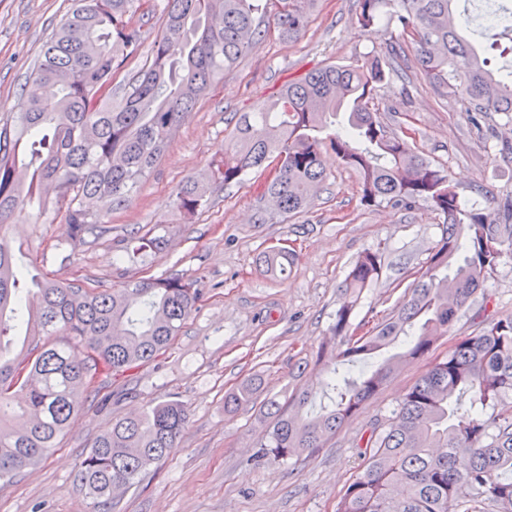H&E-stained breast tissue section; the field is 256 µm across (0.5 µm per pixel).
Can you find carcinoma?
Instances as JSON below:
<instances>
[{
    "label": "carcinoma",
    "instance_id": "obj_1",
    "mask_svg": "<svg viewBox=\"0 0 512 512\" xmlns=\"http://www.w3.org/2000/svg\"><path fill=\"white\" fill-rule=\"evenodd\" d=\"M277 9L284 40L307 28L316 0H165L152 58L112 98L117 58L140 35L126 17L136 0H73L34 60L17 111L0 116V481L41 462L78 412L101 371L124 372L155 360L179 334L200 298L180 278L141 277L119 288H84L48 276L24 278L6 226L39 219L63 206L71 240L110 232L113 206L126 203L153 171L189 110L249 51L261 34L267 2ZM456 0H358L357 25L368 30L389 8L412 29L418 63L435 92L466 112L512 113V68L505 74L460 34ZM381 60L325 64L288 82L278 95L243 113L224 155L186 180L174 205L185 214L212 194L275 163L264 184L258 221L305 210L327 174L325 150L357 172L362 199L410 207L430 203L442 234L394 309L372 330L349 333L361 292L384 265L379 249L363 252L344 281L351 295L336 311L332 337L314 367L331 404L311 414L313 391L289 406L263 402L272 421L257 457L284 459L323 443L348 422L399 364L428 355L481 291L485 274L512 254V224H487L461 204L448 171L390 133L371 103L386 81ZM132 255L163 249L148 229L131 238ZM290 252L272 247L258 261L274 277ZM30 339L8 357L4 339L18 322ZM370 368L357 376V364ZM243 383L224 396V409L257 399ZM512 318L461 339L409 388L385 429L365 443L362 471L336 512H512ZM185 407L162 401L119 419L78 464V477L97 504L127 488L168 457L187 424Z\"/></svg>",
    "mask_w": 512,
    "mask_h": 512
}]
</instances>
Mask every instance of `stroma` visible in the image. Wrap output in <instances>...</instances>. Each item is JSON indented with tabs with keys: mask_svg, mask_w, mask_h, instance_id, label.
Wrapping results in <instances>:
<instances>
[{
	"mask_svg": "<svg viewBox=\"0 0 512 512\" xmlns=\"http://www.w3.org/2000/svg\"><path fill=\"white\" fill-rule=\"evenodd\" d=\"M70 7L71 0H0V115L16 111L33 60ZM358 10L357 0H317L307 30L290 42L279 37L274 13H266L263 37L187 114L129 203L114 208L110 236L72 242L61 209L10 225L22 267L86 288L179 276L194 282L201 298L159 358L119 376L97 375L57 448L11 482H0V512H95L77 478L79 461L113 420L166 400L188 411L177 449L113 495L106 512H336L361 470L369 434L386 426L409 387L460 339L512 315V257L506 255L430 358L400 366L323 447L301 455L254 461L267 426L259 404L225 411V393L253 377L262 381V396L283 403L296 391L318 389L310 361L330 336L345 299L342 284L360 254L385 251L378 280L357 305L358 317L375 322L394 308L441 237L443 218L431 204L405 210L363 203L357 174L328 151V179L303 213L257 223L265 169L213 193L195 214L176 211L180 185L223 153L241 113L282 85L327 63L376 56L391 64L393 73L374 99L381 121L448 170L461 203L479 209L487 223L506 221L512 153L502 151L501 138L512 117L465 112L439 96L415 60L411 35L391 11L381 13L376 30L364 31L355 22ZM130 24L140 32V46L112 74L117 93L144 65L158 28L155 17L139 12ZM145 225L165 236V248L126 258L131 232ZM273 245L293 254L287 277L271 278L257 261Z\"/></svg>",
	"mask_w": 512,
	"mask_h": 512,
	"instance_id": "35a3bbf8",
	"label": "stroma"
}]
</instances>
